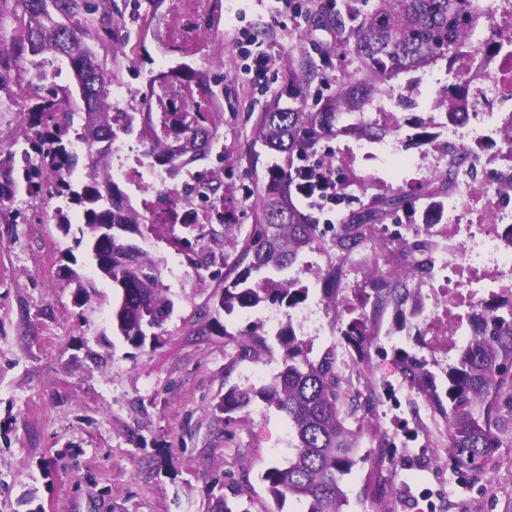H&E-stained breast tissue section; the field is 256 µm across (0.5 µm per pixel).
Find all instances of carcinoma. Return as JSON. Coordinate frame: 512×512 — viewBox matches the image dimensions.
I'll return each mask as SVG.
<instances>
[{
	"mask_svg": "<svg viewBox=\"0 0 512 512\" xmlns=\"http://www.w3.org/2000/svg\"><path fill=\"white\" fill-rule=\"evenodd\" d=\"M328 2L317 10L312 0H299V8L316 20V26L336 30V49L351 57L355 69L336 90L324 95V77L314 55L324 58L327 52L314 41L294 67L290 96L296 105L274 106L257 117L252 144H262L283 155V160L266 166L256 186H240L252 200L253 225L237 255L231 259L204 244L206 226L219 224L226 231L235 226L233 213L224 209V182L210 171L197 172L199 186L186 187L189 195L210 200L207 224L189 219L193 205L189 199L166 209L162 216V224L188 230V235L174 237L172 244L189 266L224 270L217 312L231 313L237 306L254 308L266 301L293 307L307 300L309 289L299 278L276 280L268 273L292 268L325 235L318 219L300 203L301 194L308 190L315 192L327 182L336 204L357 203L345 215L342 233L332 239L342 257L361 248L368 234L381 225L396 224L402 215L413 216L424 203L431 209L440 208L448 198V186L455 177L452 162L439 168L417 192L389 190L354 201L328 181L327 174L336 171V166L329 153L320 152V144L336 136L345 114L359 116L354 131L361 136H397L408 124L415 129L408 139L429 140V125L403 116L380 125L367 115L368 108L375 95L390 90L398 74L416 72L453 53L464 25L474 21L470 0ZM6 4L12 5L17 28L11 41L0 45V68L10 62L18 65L29 54H47L67 61L75 85L56 81L62 73L58 66L54 79L35 85L23 98L26 123L11 147L0 150V213L19 192L32 197L66 196L69 204L81 209L77 245L98 253L99 271L121 289V299L112 311L117 330L135 348L155 345L173 303L163 293L156 267L138 259L137 248L123 237L151 232L154 224L130 205L104 163L90 166L80 188H73L69 174L78 155L72 153L70 143L76 138L86 144L89 155H104L119 134L134 132L138 119L139 137L148 144L145 157L165 167L174 179L185 167L212 153L224 112L213 106L204 110L186 100L184 112L156 113L157 127L147 112L136 117L114 109L107 57L85 42L93 31L112 55L124 53L123 45L112 43V0H0V14ZM190 107L194 111H188ZM172 141L179 147L171 148ZM50 219L63 234L70 233L69 209L56 208ZM373 248L376 269L371 315L352 319L344 333L359 347L386 311L406 306L412 277L424 268L417 258L423 245L417 241L386 238L373 241ZM66 276L75 284V299L87 303L94 289L72 269H66ZM473 317L479 323L475 336L446 368L435 371L425 358L403 348L396 353L404 383L442 418L447 446L464 466L477 465L497 447L509 428L502 401L512 400V297L476 309ZM277 337L284 348L282 369L259 389L230 387L215 410L244 413L258 398L285 413L292 431V453L285 464L271 466L261 475L268 493L279 508L293 498L303 505L300 512H345L344 480L356 465L360 448L359 430L349 420L359 413L368 415L376 392L345 388L333 349L311 357L291 323L283 325Z\"/></svg>",
	"mask_w": 512,
	"mask_h": 512,
	"instance_id": "1",
	"label": "carcinoma"
}]
</instances>
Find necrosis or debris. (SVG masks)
<instances>
[{"instance_id":"4bbe7bcc","label":"necrosis or debris","mask_w":512,"mask_h":512,"mask_svg":"<svg viewBox=\"0 0 512 512\" xmlns=\"http://www.w3.org/2000/svg\"><path fill=\"white\" fill-rule=\"evenodd\" d=\"M475 25L448 66L449 79H460L461 88L451 96L456 121H438L430 154L446 148L460 151L456 181L448 189L443 211L427 209L419 223L399 225L400 237L422 242L430 251L431 270L414 282L410 310L397 327L375 332L372 344L396 349L402 337L425 336L431 353L452 362L475 332L471 313L491 295L512 293V0H471ZM224 0H182L174 28L185 39L173 38L169 30L159 34L162 52L183 55L192 50L198 31L220 17ZM173 28V29H174ZM338 165L357 168L377 160L391 169L389 178L374 173L363 176L365 189L386 191L394 184L406 188L422 185L424 169L404 160L398 137L370 140L354 136L331 149ZM107 161L117 182H136L148 191L144 210L156 213L180 202L182 190L171 182L166 168L148 163L133 144L114 140ZM369 251L350 255L340 263L336 276L338 306L366 312L368 292H357L352 280L372 265ZM324 302L299 304L287 313L268 311L266 321L277 327L289 316L300 331L328 333L342 327L325 319Z\"/></svg>"}]
</instances>
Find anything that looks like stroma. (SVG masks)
<instances>
[{"mask_svg":"<svg viewBox=\"0 0 512 512\" xmlns=\"http://www.w3.org/2000/svg\"><path fill=\"white\" fill-rule=\"evenodd\" d=\"M132 0H114L112 40L136 41L134 54L109 62L112 81L146 84L158 72L160 47ZM258 35L269 57V89L257 93L241 73V29ZM322 44L325 71L335 86L351 69L336 52V33L293 17L281 0H224V26L202 35L195 55L169 58L213 73L224 71L226 206L244 239L253 224L251 202L239 189L254 174L248 150L260 112L288 99V62L301 44ZM14 222L0 218V512H206L212 496L241 512H298L294 501L276 507L261 480L291 453L284 413L254 402L246 416L214 405L231 386L258 389L281 368L283 348L265 321V307L220 314L224 332L202 331L201 313L221 294L220 281L195 271L160 227L127 235L151 261L175 304L159 343L133 348L112 325L115 285L74 236L47 220L49 198L19 195ZM74 269L94 288L85 305L64 277ZM265 345L242 351L243 335ZM371 384L391 393L383 410L364 420L357 464L345 478L347 512H512V438L478 466L465 468L444 444V427L407 439L414 404L398 388L393 351L369 352ZM393 443L374 452L379 435Z\"/></svg>","mask_w":512,"mask_h":512,"instance_id":"obj_1","label":"stroma"}]
</instances>
